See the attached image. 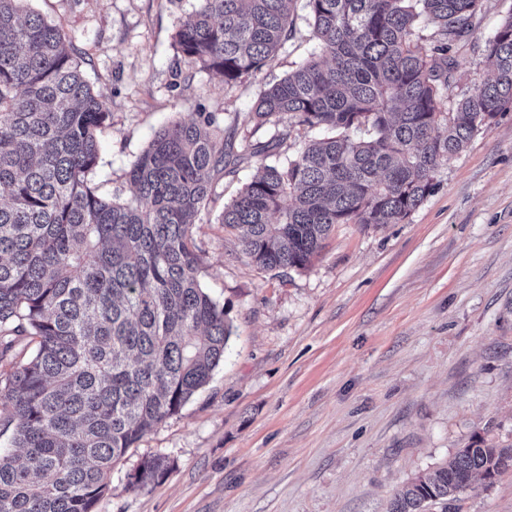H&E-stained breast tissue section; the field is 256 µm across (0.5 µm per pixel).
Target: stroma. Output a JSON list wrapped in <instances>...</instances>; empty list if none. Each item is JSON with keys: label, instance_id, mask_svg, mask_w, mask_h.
Masks as SVG:
<instances>
[{"label": "stroma", "instance_id": "obj_1", "mask_svg": "<svg viewBox=\"0 0 512 512\" xmlns=\"http://www.w3.org/2000/svg\"><path fill=\"white\" fill-rule=\"evenodd\" d=\"M195 0H29L67 32L112 114L94 180L129 197L155 133L215 113L237 139H269L250 112L263 86L319 53L305 20L254 79L231 87L175 44ZM512 0H484L453 97ZM260 158L213 179L195 228L200 279L232 324L209 384L116 463L96 512H388L394 493L473 438L512 444V110L440 166L400 224L336 225L304 269H262L219 224ZM175 468L136 489L143 457ZM456 512H512V470L460 494Z\"/></svg>", "mask_w": 512, "mask_h": 512}]
</instances>
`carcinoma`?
<instances>
[{"mask_svg": "<svg viewBox=\"0 0 512 512\" xmlns=\"http://www.w3.org/2000/svg\"><path fill=\"white\" fill-rule=\"evenodd\" d=\"M24 0H0V376L13 453L0 450V512H96L115 463L177 414L224 361L231 324L199 279L195 218L210 178L260 156L219 223L262 268L303 269L337 224H400L439 167L512 109V10L484 45L489 77L448 108L455 54L483 0H306L321 55L263 88L235 145L210 112L159 130L128 172L132 195L93 181L112 113ZM296 0H196L176 43L190 66L244 82L294 36ZM331 135L280 161L295 127ZM173 463L143 458L131 485ZM512 469L482 439L397 490L389 512L448 505Z\"/></svg>", "mask_w": 512, "mask_h": 512, "instance_id": "cac0c4a2", "label": "carcinoma"}]
</instances>
